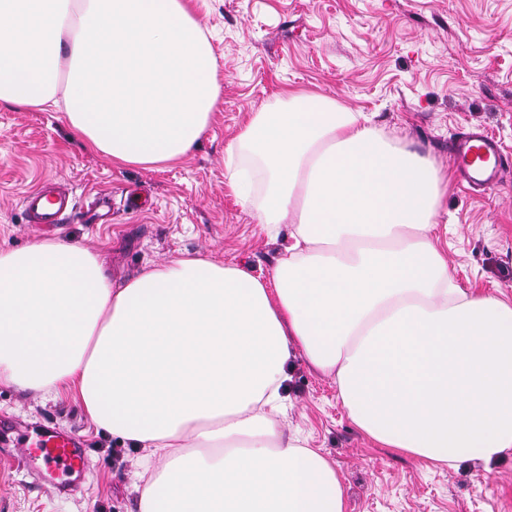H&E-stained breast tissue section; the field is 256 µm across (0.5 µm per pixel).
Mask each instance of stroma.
I'll return each instance as SVG.
<instances>
[{
	"label": "stroma",
	"instance_id": "stroma-1",
	"mask_svg": "<svg viewBox=\"0 0 512 512\" xmlns=\"http://www.w3.org/2000/svg\"><path fill=\"white\" fill-rule=\"evenodd\" d=\"M202 22L222 78L221 100L198 146L162 168L115 166L86 151L62 113L0 107V248L45 239L99 252L112 282L180 257L271 275L280 244L237 203L224 148L244 116L293 88L373 112L388 134L448 173L437 233L465 291L512 298V168L494 188L461 186L450 143L485 129L512 154V0H206ZM51 178L73 193L61 227L30 224L26 191ZM111 194L112 221L88 224L93 193ZM281 417L335 467L346 512H512V454L483 465L425 466L350 421L334 377L296 357ZM53 425L88 446L80 490L59 495L0 462V512H131L139 449L97 433L82 405L0 384V417Z\"/></svg>",
	"mask_w": 512,
	"mask_h": 512
}]
</instances>
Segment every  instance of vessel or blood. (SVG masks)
I'll return each instance as SVG.
<instances>
[{
    "label": "vessel or blood",
    "mask_w": 512,
    "mask_h": 512,
    "mask_svg": "<svg viewBox=\"0 0 512 512\" xmlns=\"http://www.w3.org/2000/svg\"><path fill=\"white\" fill-rule=\"evenodd\" d=\"M452 158L461 182L491 188L501 178L502 154L495 140L484 133H464L453 148ZM23 204L32 223L39 225L61 223L69 208L64 192L42 186L26 192ZM0 460L17 462L59 493L71 494L80 486L88 455L78 435L46 425L32 436L16 432L13 446L0 448Z\"/></svg>",
    "instance_id": "1"
}]
</instances>
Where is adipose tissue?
Returning a JSON list of instances; mask_svg holds the SVG:
<instances>
[{"label":"adipose tissue","mask_w":512,"mask_h":512,"mask_svg":"<svg viewBox=\"0 0 512 512\" xmlns=\"http://www.w3.org/2000/svg\"><path fill=\"white\" fill-rule=\"evenodd\" d=\"M219 99L193 0H0V106L62 111L115 164L186 156ZM277 99L225 149L241 204L290 237L271 279L187 257L116 285L78 244L0 249V383L141 448L131 512H346L276 420L299 354L380 444L451 467L512 453V303L450 275L447 180L367 113Z\"/></svg>","instance_id":"adipose-tissue-1"}]
</instances>
